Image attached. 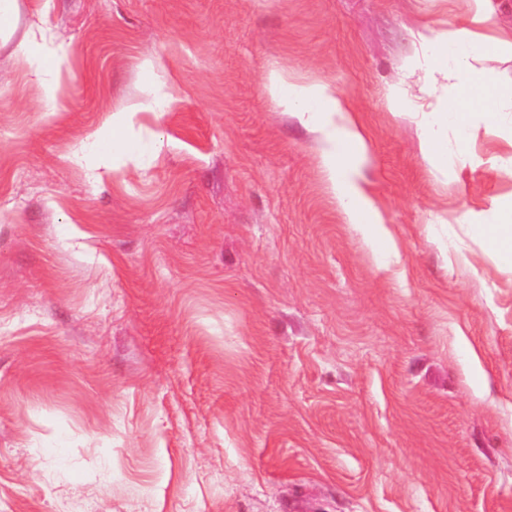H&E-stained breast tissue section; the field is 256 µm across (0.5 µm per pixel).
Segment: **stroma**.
Returning a JSON list of instances; mask_svg holds the SVG:
<instances>
[{
	"label": "stroma",
	"instance_id": "stroma-1",
	"mask_svg": "<svg viewBox=\"0 0 512 512\" xmlns=\"http://www.w3.org/2000/svg\"><path fill=\"white\" fill-rule=\"evenodd\" d=\"M472 0H19L0 44V512H512V269L467 221L512 145L457 180L407 108L445 81L417 34ZM64 46L63 111L18 62ZM162 141L98 183L65 155L111 109ZM359 113L398 255L378 268L321 140L264 75ZM457 216L445 225L448 216Z\"/></svg>",
	"mask_w": 512,
	"mask_h": 512
}]
</instances>
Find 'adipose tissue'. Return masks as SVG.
Returning a JSON list of instances; mask_svg holds the SVG:
<instances>
[{
  "label": "adipose tissue",
  "mask_w": 512,
  "mask_h": 512,
  "mask_svg": "<svg viewBox=\"0 0 512 512\" xmlns=\"http://www.w3.org/2000/svg\"><path fill=\"white\" fill-rule=\"evenodd\" d=\"M473 2V10L460 25L433 36H419L425 66L443 73L448 80L443 108L423 113L419 120L423 159L431 170L446 177L464 165V145L475 125L512 133V82L502 83L485 73L490 57L512 55V37L493 34L494 17L485 7L486 0ZM20 53L30 79L41 91L40 109L57 112L64 49L47 56L32 40ZM264 90L319 134L321 165L345 222L362 233L375 258L395 250L372 184L363 175L368 136L357 112L336 96L329 83L290 81L274 67L265 75ZM135 118V111L128 108L113 109L92 138L111 143L113 152L126 160L141 161L146 151H157L158 144L136 138ZM469 226L471 234L486 243L498 265L512 266V198L499 201L490 219L473 220Z\"/></svg>",
  "instance_id": "1"
}]
</instances>
